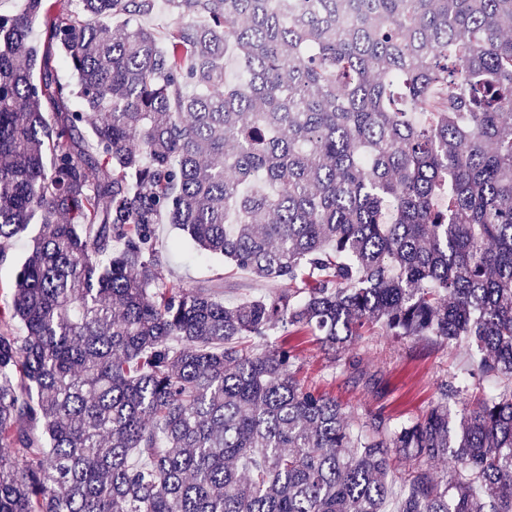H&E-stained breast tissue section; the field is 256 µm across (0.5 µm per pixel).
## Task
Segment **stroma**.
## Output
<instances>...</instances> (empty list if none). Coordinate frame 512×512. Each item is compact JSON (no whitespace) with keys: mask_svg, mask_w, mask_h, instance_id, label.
<instances>
[{"mask_svg":"<svg viewBox=\"0 0 512 512\" xmlns=\"http://www.w3.org/2000/svg\"><path fill=\"white\" fill-rule=\"evenodd\" d=\"M157 252L166 276L186 288H208L225 305L287 290L284 282H258L228 262L179 244L172 225L157 227ZM300 355L299 378L346 405L352 416L384 411L398 420L415 417L440 395V386L470 367L466 351L431 341L396 339L373 329L346 353L324 350L315 337L292 336ZM356 367H349V360Z\"/></svg>","mask_w":512,"mask_h":512,"instance_id":"35a3bbf8","label":"stroma"}]
</instances>
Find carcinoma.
<instances>
[{
  "instance_id": "cac0c4a2",
  "label": "carcinoma",
  "mask_w": 512,
  "mask_h": 512,
  "mask_svg": "<svg viewBox=\"0 0 512 512\" xmlns=\"http://www.w3.org/2000/svg\"><path fill=\"white\" fill-rule=\"evenodd\" d=\"M166 2L163 36L156 0L0 12V261L38 225L0 305V512H386L400 461L397 512H512V386L448 405L512 382V0ZM161 215L301 299L167 280ZM373 324L476 369L353 422L288 342L241 343L344 353ZM31 36L32 43L37 46L40 51V55L44 57L46 56L49 65L57 71L60 81L67 85L74 84L75 79L71 71L64 64L63 54L60 52L55 53L53 50L48 52L44 27L35 23Z\"/></svg>"
}]
</instances>
